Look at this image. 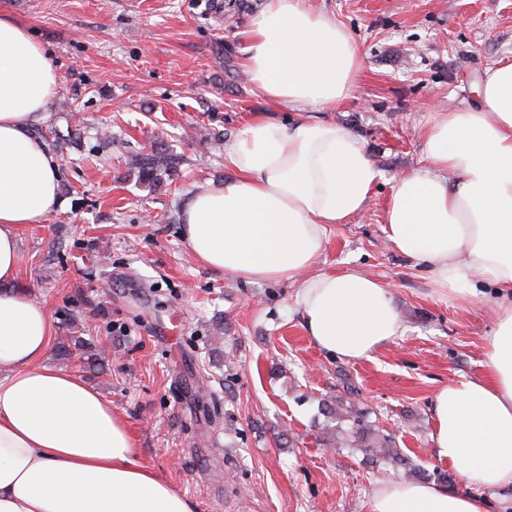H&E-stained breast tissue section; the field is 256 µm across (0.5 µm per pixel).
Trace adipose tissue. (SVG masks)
Returning a JSON list of instances; mask_svg holds the SVG:
<instances>
[{
  "label": "adipose tissue",
  "instance_id": "1",
  "mask_svg": "<svg viewBox=\"0 0 512 512\" xmlns=\"http://www.w3.org/2000/svg\"><path fill=\"white\" fill-rule=\"evenodd\" d=\"M262 112L224 144L232 175L182 210L190 254L248 283H297L311 342L331 356L374 359L406 327L388 288L357 270L312 273L332 224L369 204L379 172L360 138L315 107L349 98L360 48L307 0H266L240 33ZM59 77L47 51L0 15V512H194L135 458L133 435L97 390L47 365L48 310L17 287L18 231L63 208L56 156L31 128ZM481 104L449 111L425 134L424 168L397 179L383 231L427 266L434 288L493 285L500 298L485 373L438 388L434 453L472 493L433 483L379 484L369 512H512V63L487 70Z\"/></svg>",
  "mask_w": 512,
  "mask_h": 512
}]
</instances>
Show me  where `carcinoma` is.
I'll use <instances>...</instances> for the list:
<instances>
[{
    "label": "carcinoma",
    "instance_id": "1",
    "mask_svg": "<svg viewBox=\"0 0 512 512\" xmlns=\"http://www.w3.org/2000/svg\"><path fill=\"white\" fill-rule=\"evenodd\" d=\"M176 158L167 149L152 146L150 152L140 155L135 166L138 169L139 180L154 185L163 176L171 175L176 169ZM73 345H61L60 350L65 356L80 352L79 368L86 367L87 362L97 361V354H85L83 341L71 338ZM327 414L337 423L336 444L341 448H356L374 463L391 465L405 478H412L421 472L419 465L413 463L397 447L393 434L385 431L380 425L369 420V417L352 405H347L341 399L323 402Z\"/></svg>",
    "mask_w": 512,
    "mask_h": 512
}]
</instances>
